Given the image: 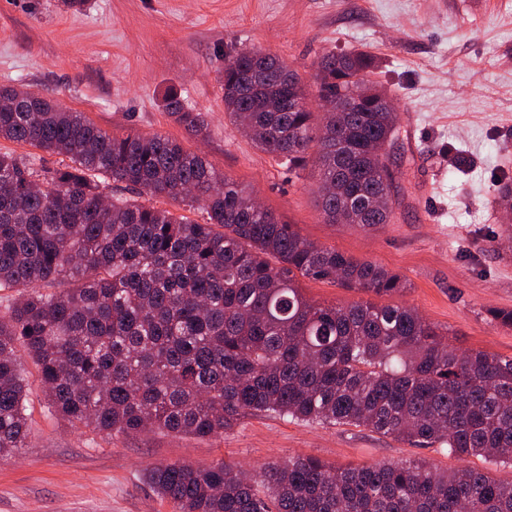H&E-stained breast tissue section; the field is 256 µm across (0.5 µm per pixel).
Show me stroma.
Returning a JSON list of instances; mask_svg holds the SVG:
<instances>
[{
	"label": "stroma",
	"instance_id": "35a3bbf8",
	"mask_svg": "<svg viewBox=\"0 0 512 512\" xmlns=\"http://www.w3.org/2000/svg\"><path fill=\"white\" fill-rule=\"evenodd\" d=\"M240 49L283 59L312 105L323 54L373 56L367 77L398 114L391 223H324L316 166L288 171L233 128L220 76ZM18 85L110 134L160 133L201 152L304 237L404 277L406 292L389 303L416 309L453 346L512 357V329L487 316L512 309V223L493 205L497 187L512 183V0H0V86ZM171 89L205 116L206 138L164 112ZM453 150L471 159L468 172L455 170ZM24 368L29 445L0 461V512H176L147 469L219 459L250 475L297 455L338 467L422 459L512 481V468L479 457L276 415L210 438L106 435L53 413L35 364Z\"/></svg>",
	"mask_w": 512,
	"mask_h": 512
}]
</instances>
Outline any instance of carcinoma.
<instances>
[{
  "mask_svg": "<svg viewBox=\"0 0 512 512\" xmlns=\"http://www.w3.org/2000/svg\"><path fill=\"white\" fill-rule=\"evenodd\" d=\"M372 63L356 50L323 54L319 112L278 57L241 49L224 64V116L288 168L316 165L328 224L370 227L393 213L402 172L375 145L395 136L398 115L365 79ZM163 108L205 137L201 113L176 91ZM1 138L69 163L0 153V288L18 292L0 315V460L29 438L20 346L50 407L101 433L206 438L267 413L512 468V357L460 352L411 307L323 305L299 285L302 277L382 298L405 288L399 274L310 241L165 135L115 137L9 86L0 87ZM102 177L138 198L108 197ZM261 476L264 494L222 459L146 474L177 512H512V482L425 460L336 468L298 455Z\"/></svg>",
  "mask_w": 512,
  "mask_h": 512,
  "instance_id": "cac0c4a2",
  "label": "carcinoma"
}]
</instances>
